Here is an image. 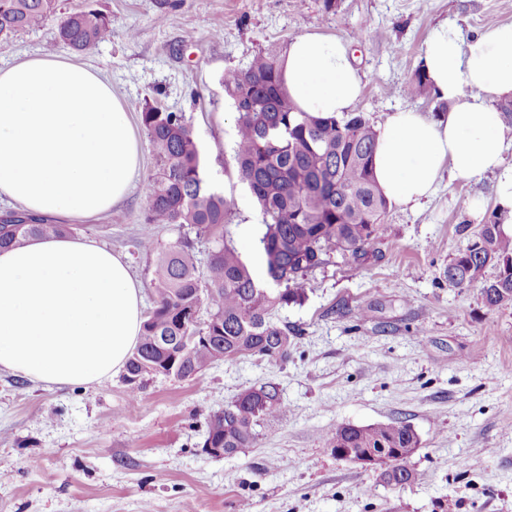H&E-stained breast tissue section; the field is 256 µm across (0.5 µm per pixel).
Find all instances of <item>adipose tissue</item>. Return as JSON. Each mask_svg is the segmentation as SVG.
I'll list each match as a JSON object with an SVG mask.
<instances>
[{
  "instance_id": "ef3b65f1",
  "label": "adipose tissue",
  "mask_w": 512,
  "mask_h": 512,
  "mask_svg": "<svg viewBox=\"0 0 512 512\" xmlns=\"http://www.w3.org/2000/svg\"><path fill=\"white\" fill-rule=\"evenodd\" d=\"M422 61L450 108L436 118L411 109L386 116L373 156L378 187L414 207L444 174L496 175L497 213L512 235V137L495 106L512 95V22L469 39L440 24ZM281 77L296 107L321 117L353 111L363 93L348 44L319 31L291 41ZM138 168L128 115L98 72L54 55L0 68V202L82 221L120 204ZM142 321V288L120 252L84 236L33 237L0 251V369L49 388L103 384L124 368Z\"/></svg>"
}]
</instances>
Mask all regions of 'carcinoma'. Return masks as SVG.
Returning a JSON list of instances; mask_svg holds the SVG:
<instances>
[{"instance_id":"carcinoma-1","label":"carcinoma","mask_w":512,"mask_h":512,"mask_svg":"<svg viewBox=\"0 0 512 512\" xmlns=\"http://www.w3.org/2000/svg\"><path fill=\"white\" fill-rule=\"evenodd\" d=\"M56 4L0 0V37L41 27ZM111 35L112 19L96 9L72 13L58 27L59 40L74 51ZM224 88L237 113L238 172L260 207L266 274L276 287H263L224 242L230 203L207 182L191 119L184 112L143 110L141 121L159 164L146 196L145 222L187 226L206 237L211 250L203 270L186 238L158 254L153 306L124 368L132 397L147 376L189 379L245 356L288 360L297 333L273 315L303 301L308 274L328 253L348 260L368 254L389 208L372 172L377 132L362 113L321 118L299 111L283 89L279 63L262 55L245 69L226 70ZM74 231L70 224L13 210L0 215V249ZM489 268L495 269L491 278ZM444 278L455 287L480 285L490 310L512 305V236L499 219L481 225L448 263ZM202 308L207 317L197 326L191 314ZM287 409L277 384L251 387L210 417L204 444H222L224 456L232 457L253 447L258 427ZM324 439L340 459L381 456L376 464L384 467L380 477L388 485L414 478L407 460L420 438L404 421L341 424Z\"/></svg>"}]
</instances>
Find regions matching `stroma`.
<instances>
[{
  "mask_svg": "<svg viewBox=\"0 0 512 512\" xmlns=\"http://www.w3.org/2000/svg\"><path fill=\"white\" fill-rule=\"evenodd\" d=\"M112 18V37L75 53L57 43L64 16L87 5ZM464 37L512 22V0H58L39 28L0 38V68L54 54L99 71L140 143L126 199L82 222L81 235L122 253L150 290L157 250L178 230L144 221L156 173L141 114L150 105L191 118L211 186L231 203L224 239L261 261L262 215L234 161L236 112L222 78L297 35L349 44L365 83L357 109L372 125L413 108L435 116L411 75L442 22ZM494 175L442 181L426 204L390 205L374 254H332L302 303L277 320L300 328L285 365L246 357L197 378L147 377L130 402L122 376L49 389L0 370V512H512V306L495 311L476 286L443 270L495 213ZM152 249H145V242ZM286 413L231 458L202 448L225 402L265 380ZM408 422L421 445L404 487L341 460L322 435L342 423Z\"/></svg>",
  "mask_w": 512,
  "mask_h": 512,
  "instance_id": "obj_1",
  "label": "stroma"
}]
</instances>
